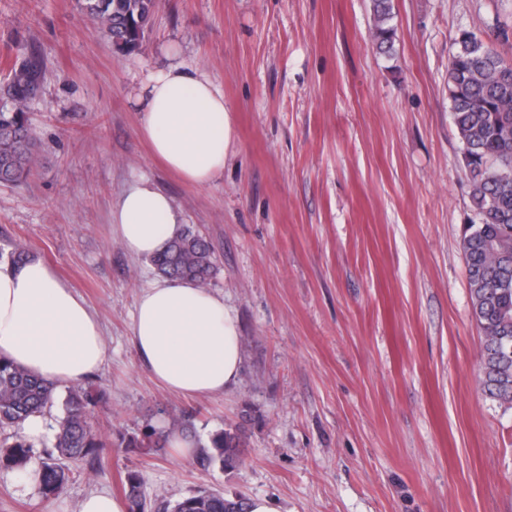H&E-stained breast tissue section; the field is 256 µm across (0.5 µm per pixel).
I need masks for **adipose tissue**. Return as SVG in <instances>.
<instances>
[{
	"mask_svg": "<svg viewBox=\"0 0 512 512\" xmlns=\"http://www.w3.org/2000/svg\"><path fill=\"white\" fill-rule=\"evenodd\" d=\"M136 104L150 150L185 182L203 186L224 170L232 138L223 89L201 69L172 64L148 72ZM112 233L127 253L149 258L180 231L172 198L146 178L133 180L111 211ZM135 348L152 377L190 397L222 394L238 382L243 341L222 295L188 280L143 288L132 317ZM0 355L60 385L82 383L105 357L94 311L46 262L0 263Z\"/></svg>",
	"mask_w": 512,
	"mask_h": 512,
	"instance_id": "obj_1",
	"label": "adipose tissue"
}]
</instances>
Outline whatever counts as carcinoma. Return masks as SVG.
Masks as SVG:
<instances>
[{
  "mask_svg": "<svg viewBox=\"0 0 512 512\" xmlns=\"http://www.w3.org/2000/svg\"><path fill=\"white\" fill-rule=\"evenodd\" d=\"M372 39L389 53L397 29L392 0H371ZM80 8L112 41L114 48L132 54L141 48L157 0H79ZM448 67V96L453 121L464 144L470 175V198L478 223L468 226L461 248L469 275L474 317L483 334L481 382L487 399L512 408V64L485 39L466 31L456 39ZM0 100V183L23 187L37 167V139L27 110L39 96L46 64L40 54L20 44L14 50ZM508 74V81L502 76ZM31 251L22 242L0 247V261L20 264ZM156 270L172 280L208 284L215 272L209 242L191 227L182 228L166 250L151 259ZM57 385L0 357V432L11 431L0 444V467L24 475L30 462L39 469L33 482L42 496L56 497L70 480L67 462L100 458L105 443L93 433L88 415L101 396L75 385L63 400V415L53 427L51 448L36 450L23 433L24 424L54 406ZM241 433L221 429L197 443L194 458L204 470L234 468L241 462ZM129 512H151L137 471L123 479ZM163 512H245L243 500L217 491L199 490Z\"/></svg>",
  "mask_w": 512,
  "mask_h": 512,
  "instance_id": "1",
  "label": "carcinoma"
}]
</instances>
